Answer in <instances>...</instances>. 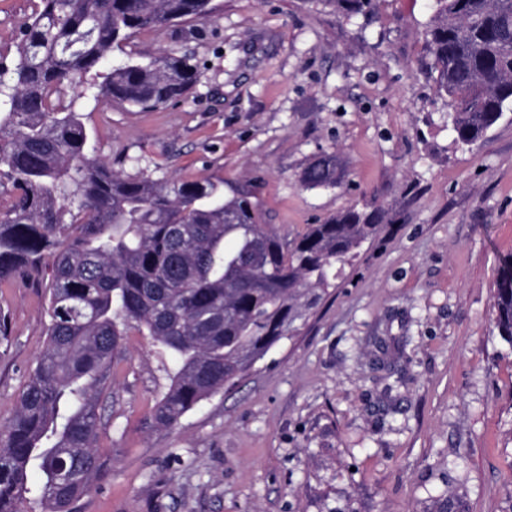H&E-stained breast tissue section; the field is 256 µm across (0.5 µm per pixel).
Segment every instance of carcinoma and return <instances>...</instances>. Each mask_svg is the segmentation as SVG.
Here are the masks:
<instances>
[{
    "mask_svg": "<svg viewBox=\"0 0 512 512\" xmlns=\"http://www.w3.org/2000/svg\"><path fill=\"white\" fill-rule=\"evenodd\" d=\"M212 11V0H39L13 66L0 57V185L11 184L0 286L41 283L50 270L46 347L0 430V512H73L91 491L98 402L129 331L171 362L151 419L172 431L287 338L380 226L381 213L351 206L289 239L221 181L127 174L96 154L83 101L155 110L188 99L196 82L190 54L111 66L112 53ZM425 42L454 143L483 140L512 111V0H434ZM343 168L341 154L317 155L300 182L334 187ZM492 321L512 347V256L498 266Z\"/></svg>",
    "mask_w": 512,
    "mask_h": 512,
    "instance_id": "carcinoma-1",
    "label": "carcinoma"
}]
</instances>
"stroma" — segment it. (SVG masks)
<instances>
[{
	"mask_svg": "<svg viewBox=\"0 0 512 512\" xmlns=\"http://www.w3.org/2000/svg\"><path fill=\"white\" fill-rule=\"evenodd\" d=\"M205 21L136 35L126 52L194 54L187 100L143 111L89 101L113 168L220 180L295 236L357 206L376 236L233 392L147 428L168 367L130 334L100 409L104 475L75 512H512V347L491 322L512 255V111L459 147L426 66L433 0H213ZM339 152L340 183L305 163ZM0 427L49 323L45 292H0ZM344 158L336 152L316 155L302 170L301 184L310 189L334 187L344 168Z\"/></svg>",
	"mask_w": 512,
	"mask_h": 512,
	"instance_id": "35a3bbf8",
	"label": "stroma"
}]
</instances>
